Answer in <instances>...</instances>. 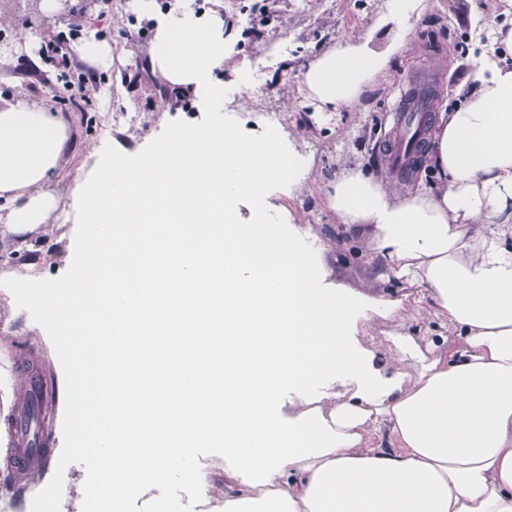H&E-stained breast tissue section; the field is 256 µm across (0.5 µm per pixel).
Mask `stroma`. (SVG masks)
Returning <instances> with one entry per match:
<instances>
[{"label": "stroma", "mask_w": 512, "mask_h": 512, "mask_svg": "<svg viewBox=\"0 0 512 512\" xmlns=\"http://www.w3.org/2000/svg\"><path fill=\"white\" fill-rule=\"evenodd\" d=\"M201 19L216 15L225 30L236 35L224 54L223 68L213 81L224 86V109L210 111L208 87L174 92L160 72L151 70L148 57L157 25L169 9L141 16L136 0H112L109 10L78 5L66 21L47 19L36 28H23L26 18L40 12V0H0V28L20 32L23 47L0 64V103L26 99L30 104L59 113L69 142L58 175L47 189L58 207L49 223L14 232L0 221V417L21 416L35 387L28 374L12 370L14 361L39 353V368L49 371L62 397L41 403L40 420H53L51 465L33 467L25 476L24 492L9 491V512H32V501L43 486L58 493L56 512H90L85 494L98 477V460L89 453L70 451V391L66 356L53 326L31 296L69 282L80 269L89 226L75 202L79 187L92 182L110 159L137 164L152 155L173 129L209 122L236 127L244 140L265 139L262 114L270 109L287 112L290 120L278 130L282 145L309 159L311 166L300 185L287 189L269 183L262 198L243 196L236 221L251 225L266 220L293 236L322 271L320 287L355 297L369 295L392 301L418 298L424 291L395 278L366 247L361 232L337 223L327 202L330 183L345 171L362 168L383 180L394 179L382 151L393 123L392 109L409 84L437 74L444 83L440 102L455 103L479 48L474 34L498 17L499 0H427L414 20L408 46L395 58L389 77H378L371 90L338 112H318L304 98L301 74L320 53L352 39L384 47L391 29L376 27L374 18L383 0H192ZM79 27L68 45L73 60L92 68L95 84L89 103L74 104L56 97L58 72L40 50L47 32ZM93 38L109 48L107 65H94L79 45ZM135 106L137 125L111 131L112 105ZM109 138H102L103 129ZM166 512H182L184 495L197 492L219 502L224 498V455L205 446L188 451L183 470L165 480Z\"/></svg>", "instance_id": "35a3bbf8"}]
</instances>
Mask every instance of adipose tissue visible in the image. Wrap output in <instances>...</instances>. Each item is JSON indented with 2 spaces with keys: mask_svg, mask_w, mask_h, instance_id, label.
<instances>
[{
  "mask_svg": "<svg viewBox=\"0 0 512 512\" xmlns=\"http://www.w3.org/2000/svg\"><path fill=\"white\" fill-rule=\"evenodd\" d=\"M425 0H384L387 47L321 53L302 90L325 112L355 102L402 54ZM152 67L212 84L218 22L190 11L159 24ZM209 107L222 111L224 87ZM66 124L0 105V208L25 229L57 208ZM415 188L356 168L331 182L340 223L368 232L388 270L421 286L442 333L391 337L380 361L355 339L364 301L317 285L319 270L273 224L241 232L236 205L306 163L216 124L174 129L158 156L110 162L77 201L85 265L102 309L55 287L47 317L86 415L70 435L96 451L120 505L131 476L160 485L187 449L224 451V512H512V17L493 29L451 108L441 109ZM341 381L344 390L328 391Z\"/></svg>",
  "mask_w": 512,
  "mask_h": 512,
  "instance_id": "ef3b65f1",
  "label": "adipose tissue"
}]
</instances>
